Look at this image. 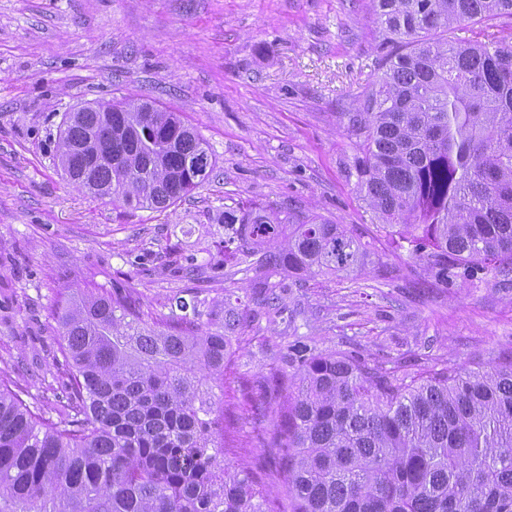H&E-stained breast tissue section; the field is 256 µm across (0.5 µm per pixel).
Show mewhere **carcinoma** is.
Returning <instances> with one entry per match:
<instances>
[{"instance_id":"carcinoma-1","label":"carcinoma","mask_w":512,"mask_h":512,"mask_svg":"<svg viewBox=\"0 0 512 512\" xmlns=\"http://www.w3.org/2000/svg\"><path fill=\"white\" fill-rule=\"evenodd\" d=\"M387 52L341 113L356 189L412 246L427 280L512 288V36L460 43L467 22L512 19V0H373ZM58 166L90 196L164 209L213 155L175 111L141 99L66 113ZM245 256L298 278L361 264L371 242L309 214L224 212ZM149 318L121 293L56 300L64 393L45 417L0 385V512H269L266 464L236 469L214 388L234 309L198 302ZM294 391L270 401L266 448L291 450L282 512H512V361L411 374L299 337Z\"/></svg>"}]
</instances>
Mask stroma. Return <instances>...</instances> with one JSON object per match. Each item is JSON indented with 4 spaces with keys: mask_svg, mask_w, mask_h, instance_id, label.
<instances>
[{
    "mask_svg": "<svg viewBox=\"0 0 512 512\" xmlns=\"http://www.w3.org/2000/svg\"><path fill=\"white\" fill-rule=\"evenodd\" d=\"M372 0H0V383L56 403L53 305L59 293L120 290L145 313L196 297L239 316L224 383L238 419L236 463L257 455L265 387L298 336L412 370L474 369L512 358V288L419 285L410 246L377 229L349 173L354 111L383 52ZM123 97L182 112L215 159L202 184L165 209L96 200L57 165L65 113ZM313 213L374 237L364 264L289 288L234 258L224 214Z\"/></svg>",
    "mask_w": 512,
    "mask_h": 512,
    "instance_id": "obj_1",
    "label": "stroma"
}]
</instances>
